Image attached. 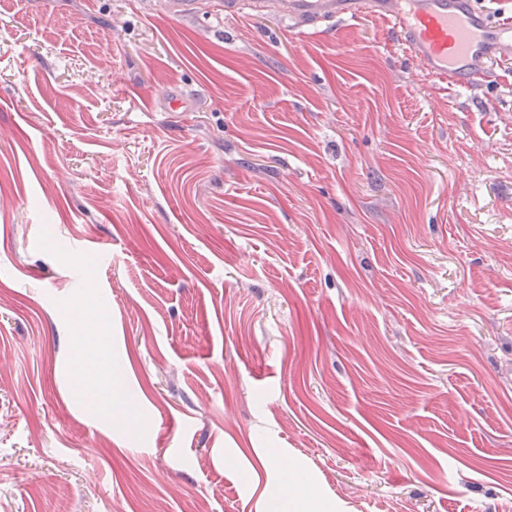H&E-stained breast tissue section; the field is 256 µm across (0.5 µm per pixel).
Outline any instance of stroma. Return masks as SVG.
<instances>
[{
    "instance_id": "35a3bbf8",
    "label": "stroma",
    "mask_w": 512,
    "mask_h": 512,
    "mask_svg": "<svg viewBox=\"0 0 512 512\" xmlns=\"http://www.w3.org/2000/svg\"><path fill=\"white\" fill-rule=\"evenodd\" d=\"M218 9L0 0V512H512V71ZM269 500L276 512H326L321 503L309 496L306 482L290 470L280 483L270 487Z\"/></svg>"
}]
</instances>
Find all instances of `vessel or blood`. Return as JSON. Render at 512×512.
<instances>
[{
  "instance_id": "b4317fda",
  "label": "vessel or blood",
  "mask_w": 512,
  "mask_h": 512,
  "mask_svg": "<svg viewBox=\"0 0 512 512\" xmlns=\"http://www.w3.org/2000/svg\"><path fill=\"white\" fill-rule=\"evenodd\" d=\"M296 30L379 18L401 30L420 69L448 86H479L512 62V20L485 19L471 0H279Z\"/></svg>"
}]
</instances>
